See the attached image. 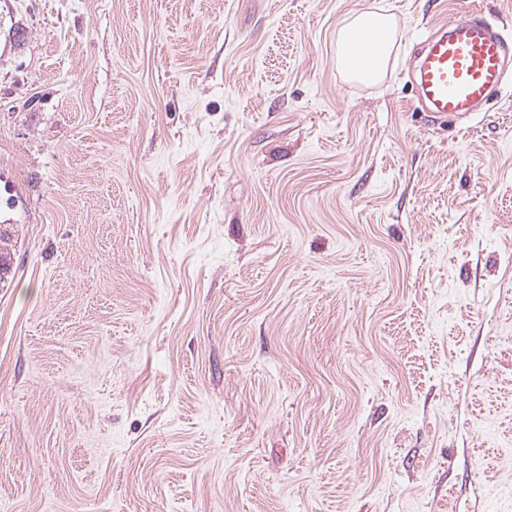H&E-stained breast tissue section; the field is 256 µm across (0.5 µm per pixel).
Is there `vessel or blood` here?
Masks as SVG:
<instances>
[{"mask_svg":"<svg viewBox=\"0 0 512 512\" xmlns=\"http://www.w3.org/2000/svg\"><path fill=\"white\" fill-rule=\"evenodd\" d=\"M352 55L381 61L379 39L353 43ZM512 67V36L492 19L466 12L428 35L412 59L410 79L422 110L435 119L463 120L498 94Z\"/></svg>","mask_w":512,"mask_h":512,"instance_id":"vessel-or-blood-1","label":"vessel or blood"}]
</instances>
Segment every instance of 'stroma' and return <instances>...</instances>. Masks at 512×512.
Segmentation results:
<instances>
[{
    "instance_id": "1",
    "label": "stroma",
    "mask_w": 512,
    "mask_h": 512,
    "mask_svg": "<svg viewBox=\"0 0 512 512\" xmlns=\"http://www.w3.org/2000/svg\"><path fill=\"white\" fill-rule=\"evenodd\" d=\"M469 10L0 0V512H512V86L409 78ZM378 35L384 40L385 50L388 53L396 42V28L389 16L379 12L363 13L355 17L338 34V47L340 51L350 42L353 43L349 51L352 55L361 59H369L380 62L384 55V44L381 38L358 40L363 36ZM344 65L359 79L366 82H377L386 66L385 56L382 64L370 65L367 61L351 60L343 57Z\"/></svg>"
}]
</instances>
